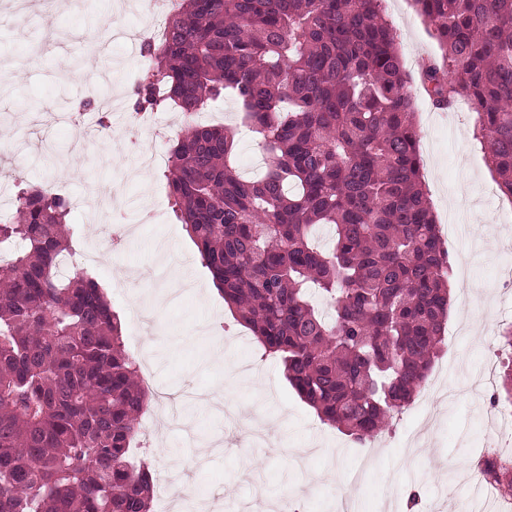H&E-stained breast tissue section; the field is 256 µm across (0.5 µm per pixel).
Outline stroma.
<instances>
[{
  "instance_id": "stroma-1",
  "label": "stroma",
  "mask_w": 512,
  "mask_h": 512,
  "mask_svg": "<svg viewBox=\"0 0 512 512\" xmlns=\"http://www.w3.org/2000/svg\"><path fill=\"white\" fill-rule=\"evenodd\" d=\"M414 95L419 152L426 189L439 224L459 195L471 203L464 233L451 258H469L468 276H454L447 346L412 404L371 442L360 446L323 423L289 386L281 361L264 355L255 336L235 323L212 285L183 224L170 212L163 169L139 167L125 148L126 115L138 77L149 68L137 36V0H97L95 12L63 6L44 12L30 0L27 25L11 24L13 0H0V60L16 63L0 87V134L18 147L0 158V209L17 183L53 185L72 207L75 252L66 273L90 271L121 318L126 351L153 370L154 399L146 419L161 417L166 393L193 389L183 408L186 429L145 438L154 473L180 471L195 494L174 499L169 512H270L292 503L300 512H486L498 498L477 491L475 462L488 453L512 457V442L497 433L506 421L488 404L485 375L498 358L500 321H512V296L493 289L499 266L511 256L512 223L501 221L485 195L492 180L481 150L471 142L468 108L431 106L417 79L440 49L411 0H384ZM112 99L108 130L92 150H71L63 120L84 99ZM209 123L236 128V167L256 150L233 98L204 112ZM117 190L122 223L138 227L124 251L103 254L102 228L111 215L93 207L98 189ZM193 292L173 296L181 282ZM249 362L251 373L224 395L222 409L201 397L224 385L228 367ZM419 504L409 508L410 493Z\"/></svg>"
}]
</instances>
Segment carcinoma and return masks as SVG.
I'll use <instances>...</instances> for the list:
<instances>
[{
    "label": "carcinoma",
    "mask_w": 512,
    "mask_h": 512,
    "mask_svg": "<svg viewBox=\"0 0 512 512\" xmlns=\"http://www.w3.org/2000/svg\"><path fill=\"white\" fill-rule=\"evenodd\" d=\"M383 0H178L134 87L183 128L171 209L235 318L321 420L363 444L406 409L443 352L452 264L430 199L397 37ZM441 55L432 103L462 95L474 138L512 199V0H413ZM230 96L266 171L234 167V136L196 116ZM72 208L18 187L0 212V512H152V467L132 455L150 392L121 320L88 273L62 276ZM319 225L330 247L311 242ZM509 354L493 403L512 407ZM484 481L512 496V459Z\"/></svg>",
    "instance_id": "cac0c4a2"
}]
</instances>
